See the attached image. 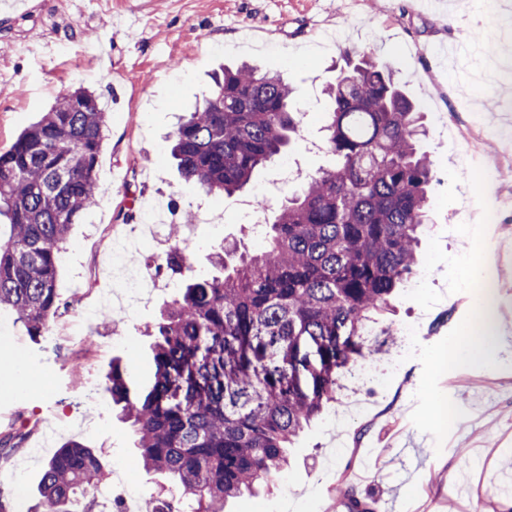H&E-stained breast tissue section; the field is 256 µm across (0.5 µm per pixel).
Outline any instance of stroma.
<instances>
[{
	"label": "stroma",
	"mask_w": 512,
	"mask_h": 512,
	"mask_svg": "<svg viewBox=\"0 0 512 512\" xmlns=\"http://www.w3.org/2000/svg\"><path fill=\"white\" fill-rule=\"evenodd\" d=\"M494 17L474 11L473 0H30L27 11L0 15V149L35 123L63 93L83 87L108 114L98 168L95 206L72 225L59 264V286L69 309L50 321L39 341L0 313V435L21 433L0 448V484L9 512H41L38 486L46 461L76 440L94 449L106 474L123 471L140 503L169 488L167 477L146 471L129 423L122 420L105 374L120 359L143 384L154 364L147 325L160 317L175 289L155 288L134 315L113 310L110 325L92 321L80 336L67 323L111 290L108 246L136 234L121 215L158 201L178 199L180 233L192 236L195 270H210L212 256L236 243L266 248L242 220L240 203L264 192L263 220L273 221L285 191L273 187L277 170H257L233 196L204 195L181 180L168 137L178 119L211 88L223 64L249 61L280 72L296 89L305 136H317L346 48L375 52L391 66L424 114L425 149L435 164L428 222L418 246L421 288L400 289L381 326L399 336L421 324L419 356L391 370L395 351L374 354L373 378L344 376L334 401L297 436L288 465L269 489L228 500L224 512H347L336 497L346 486L370 499L376 512H512V212L491 225L483 245L495 258L494 300L504 320L497 342L474 359L433 356L467 322L470 307L456 298L469 276L475 243L462 207H476L482 192L463 171L498 162L495 190L512 195L502 161V140L469 150L451 124L479 116L490 129L512 128V0ZM123 337L113 345V337ZM32 383L13 388L16 374ZM102 390L101 404L86 407L84 392ZM453 422L437 424L434 403Z\"/></svg>",
	"instance_id": "1"
}]
</instances>
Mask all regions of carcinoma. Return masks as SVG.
<instances>
[{"instance_id":"cac0c4a2","label":"carcinoma","mask_w":512,"mask_h":512,"mask_svg":"<svg viewBox=\"0 0 512 512\" xmlns=\"http://www.w3.org/2000/svg\"><path fill=\"white\" fill-rule=\"evenodd\" d=\"M343 59L321 126L333 163L285 198L265 227L269 249H226L196 272L171 247L163 267L179 295L150 329V385L131 388L117 359L106 373L146 470L172 479L192 512H224L288 465L286 448L335 399L344 370L379 347L366 330L414 272L434 177L419 146L422 115L386 62L366 50ZM292 93L280 73L247 64L214 75L173 133L185 184L242 190L299 138ZM106 122L98 97L80 88L0 151V217L11 228L0 240V310L34 341L68 307L62 244L97 202ZM104 477L91 449L63 446L41 478L43 512H73Z\"/></svg>"}]
</instances>
